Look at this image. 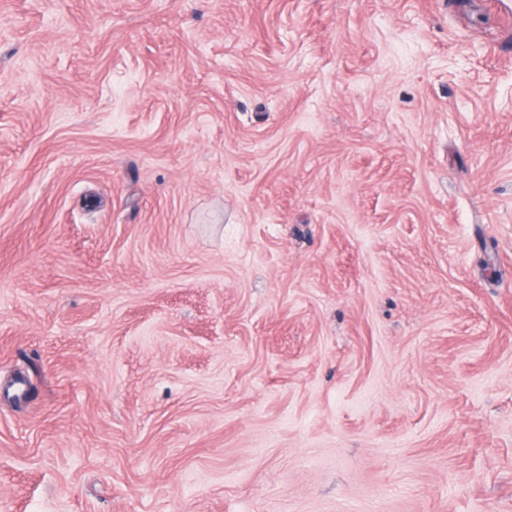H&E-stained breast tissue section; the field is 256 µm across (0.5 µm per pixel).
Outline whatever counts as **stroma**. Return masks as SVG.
<instances>
[{
	"label": "stroma",
	"instance_id": "obj_1",
	"mask_svg": "<svg viewBox=\"0 0 512 512\" xmlns=\"http://www.w3.org/2000/svg\"><path fill=\"white\" fill-rule=\"evenodd\" d=\"M0 512H512V0H0Z\"/></svg>",
	"mask_w": 512,
	"mask_h": 512
}]
</instances>
